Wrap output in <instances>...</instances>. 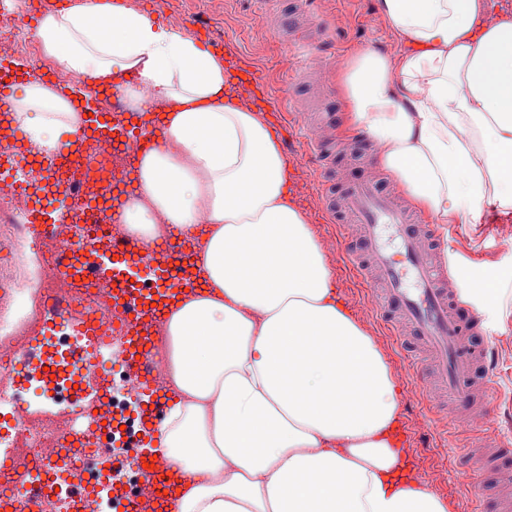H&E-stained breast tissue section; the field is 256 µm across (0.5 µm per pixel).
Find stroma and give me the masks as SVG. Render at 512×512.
I'll use <instances>...</instances> for the list:
<instances>
[{"label": "stroma", "mask_w": 512, "mask_h": 512, "mask_svg": "<svg viewBox=\"0 0 512 512\" xmlns=\"http://www.w3.org/2000/svg\"><path fill=\"white\" fill-rule=\"evenodd\" d=\"M314 2L316 12L329 24V39L341 62L368 49L394 57L405 51L404 37L377 14L376 0ZM301 5L302 0H278L273 20L260 14L256 0H168L160 16L153 0H140L139 9L155 15L157 23L166 28L172 18L185 20L184 34L194 36L203 50L222 54L231 49L244 55L264 78L273 108L311 113L318 97L328 95V107L337 116L333 134L349 152L328 160L301 149L288 155L292 182L300 187L293 198L324 248L348 309L372 337L400 383V417L417 432L411 451L420 482L447 500L449 512H473L478 504L484 512H512V483L501 479L496 449L488 448L474 468L461 465L473 434L454 425L457 409L449 401L447 389L435 385L429 356L412 337L392 326L374 296L375 284L353 267L350 255L361 249L358 229L352 224H329L320 217L324 175L341 173V180L332 184L333 195H340L344 181L360 175L371 149L359 132L347 130L337 85H322L314 75L295 71L290 65L294 43L304 34L282 27L281 22L296 17ZM423 227L429 238L441 244L469 287L490 285L499 288L503 296V311H488L483 335L472 337L470 343L476 347L486 342L495 351L499 389L490 399L499 422L508 424L512 421V213L495 224H454L446 229L427 221ZM425 381L433 385L428 400L421 392Z\"/></svg>", "instance_id": "stroma-1"}]
</instances>
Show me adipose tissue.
<instances>
[{
    "label": "adipose tissue",
    "mask_w": 512,
    "mask_h": 512,
    "mask_svg": "<svg viewBox=\"0 0 512 512\" xmlns=\"http://www.w3.org/2000/svg\"><path fill=\"white\" fill-rule=\"evenodd\" d=\"M497 0H377L406 39L341 70L346 126L436 224L512 212V21ZM42 48L107 85L133 71L129 105L172 103L161 143L138 167L128 229L157 218L195 233L200 287L166 320L173 390L159 451L178 470L177 512H448L411 480L390 436L397 381L346 308L325 252L289 188L288 162L261 114L227 91L224 60L119 0L47 14ZM13 119L59 153L77 112L29 84Z\"/></svg>",
    "instance_id": "adipose-tissue-1"
}]
</instances>
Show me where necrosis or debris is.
Wrapping results in <instances>:
<instances>
[{"label":"necrosis or debris","mask_w":512,"mask_h":512,"mask_svg":"<svg viewBox=\"0 0 512 512\" xmlns=\"http://www.w3.org/2000/svg\"><path fill=\"white\" fill-rule=\"evenodd\" d=\"M30 0H0V71L27 60L30 80L63 77L29 35ZM135 149L106 140L90 161L58 166L28 147L0 163V495L29 492V512H155L141 465V413L148 399L126 357L129 314L112 308L110 241L133 235L113 217L103 177L123 184ZM42 209L36 225L29 215ZM97 262L94 280L67 272L74 240ZM107 324L86 333V324ZM150 375L157 391L172 384L163 324H147ZM34 399L17 407L19 383ZM78 453H65L69 439Z\"/></svg>","instance_id":"4bbe7bcc"}]
</instances>
